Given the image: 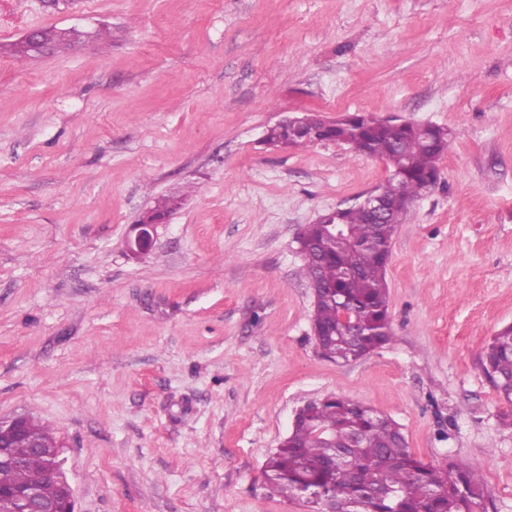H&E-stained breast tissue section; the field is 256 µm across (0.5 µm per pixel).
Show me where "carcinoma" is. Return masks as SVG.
Wrapping results in <instances>:
<instances>
[{
    "instance_id": "cac0c4a2",
    "label": "carcinoma",
    "mask_w": 512,
    "mask_h": 512,
    "mask_svg": "<svg viewBox=\"0 0 512 512\" xmlns=\"http://www.w3.org/2000/svg\"><path fill=\"white\" fill-rule=\"evenodd\" d=\"M98 33L77 29H42L43 43L63 46L67 52L84 47ZM454 136L434 137L404 123H379L363 113H346L328 126L309 113L301 128L278 124L267 130L273 147L301 143L338 142L355 157L390 161L398 172L377 187L388 199H415L423 182L441 174L440 162ZM406 213L389 211L372 224L355 206L342 209L344 234L323 244L322 225H305L301 240L311 245L301 252L302 274L317 290L312 322L328 337L321 347L338 363L368 355L393 339L390 294L386 269L392 240ZM360 323L351 336L342 331L343 310ZM483 373L499 397L512 405V325L492 336L480 356ZM28 427L49 448L57 447L51 430L32 416ZM264 480L272 492L300 500L309 512H322L326 501L336 500V512H486L480 473L450 461L425 464L411 452L396 422L372 409L337 396L307 406L288 437L267 459ZM38 483L45 495L57 494L43 458L31 455L22 465L0 468V486L12 488Z\"/></svg>"
}]
</instances>
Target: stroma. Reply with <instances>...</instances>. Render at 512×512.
<instances>
[{
    "label": "stroma",
    "mask_w": 512,
    "mask_h": 512,
    "mask_svg": "<svg viewBox=\"0 0 512 512\" xmlns=\"http://www.w3.org/2000/svg\"><path fill=\"white\" fill-rule=\"evenodd\" d=\"M49 27L103 34L10 54ZM347 112L455 139L393 239V339L342 365L313 338L296 238L389 170L261 139ZM510 324L512 0H0V419L52 430L77 512H307L262 469L328 396L512 512V405L479 364ZM166 217L155 220L154 224H135L136 234L133 240L128 242V249L131 253L139 254L146 252L152 246L156 233V224H163Z\"/></svg>",
    "instance_id": "35a3bbf8"
}]
</instances>
